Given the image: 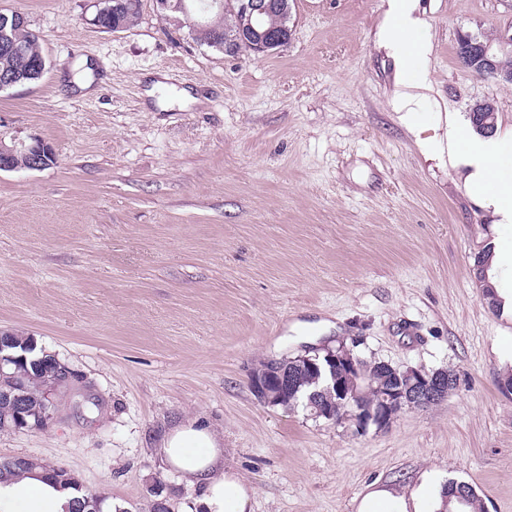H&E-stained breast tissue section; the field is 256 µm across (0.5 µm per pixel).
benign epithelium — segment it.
<instances>
[{
	"label": "benign epithelium",
	"instance_id": "7a95c632",
	"mask_svg": "<svg viewBox=\"0 0 512 512\" xmlns=\"http://www.w3.org/2000/svg\"><path fill=\"white\" fill-rule=\"evenodd\" d=\"M239 14L247 19L261 18L264 15L279 14L284 18L290 17V7L287 0H239ZM289 28L282 30L267 28L259 30L254 26L242 30L237 38L224 42V51L234 52L245 45L254 53H268L285 45L286 33ZM506 40L512 42V36L505 38H486L476 34L464 37V47L461 57L469 67H480L482 75L493 78L501 83L512 84V68L499 67L497 54L493 51L495 41ZM488 111V104L476 101L471 104L469 112L475 126L485 134L492 133V127L482 119L483 113ZM28 168L31 170L44 169L51 165L55 153L50 144L36 140L26 147ZM325 365H320V355L300 356L298 360L316 373L324 375L326 391L338 390L343 399L354 402L357 410L348 414L346 421L354 425V433L362 435L370 426L383 429L403 409L427 408L437 404L448 397V394L457 388L456 375L449 370L422 372L419 370H401L391 364L382 363V371L389 374L390 387L388 394L377 405H366L361 401L362 393L353 386L343 387L339 384L336 371L351 375L362 376L360 370L361 358L354 355L353 350L345 346L338 347L337 351L325 349ZM28 359V353L17 352L15 343L7 333L0 330V378L5 376V368L16 365ZM296 377L294 369L283 364L280 360H272L266 367L257 371L251 378V388L256 397L263 403L272 404L279 393L291 385ZM72 378L69 368L55 361V366L47 368L42 380V401L36 408L30 406L25 394V382L15 379L11 384L0 387V401H7L14 407V428L21 429L28 426V417L36 416L38 421L47 424L55 417L56 402L55 391ZM323 391L315 392L309 401L315 416H323L329 421H336L334 411L321 399Z\"/></svg>",
	"mask_w": 512,
	"mask_h": 512
}]
</instances>
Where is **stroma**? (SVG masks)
<instances>
[{
	"instance_id": "obj_1",
	"label": "stroma",
	"mask_w": 512,
	"mask_h": 512,
	"mask_svg": "<svg viewBox=\"0 0 512 512\" xmlns=\"http://www.w3.org/2000/svg\"><path fill=\"white\" fill-rule=\"evenodd\" d=\"M386 0H293L289 43L216 51L191 17L142 0L112 32L103 0H0L40 39L46 70L0 90V140L41 139V170L0 171V329L33 337L74 374L54 421L0 432V458L66 468L118 512H171L198 489L156 451L201 419L253 512H357L375 489L435 471L512 512V314L481 298L476 256L512 231L428 159L394 110L376 42ZM442 109L492 100L512 127V84L459 63L461 33L512 34V0H418ZM88 91L73 89L79 61ZM186 90L169 97L152 84ZM458 387L383 430L260 402L262 362L338 343Z\"/></svg>"
}]
</instances>
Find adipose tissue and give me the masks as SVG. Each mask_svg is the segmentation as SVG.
Here are the masks:
<instances>
[{
    "label": "adipose tissue",
    "instance_id": "adipose-tissue-1",
    "mask_svg": "<svg viewBox=\"0 0 512 512\" xmlns=\"http://www.w3.org/2000/svg\"><path fill=\"white\" fill-rule=\"evenodd\" d=\"M378 42L393 57L397 74L394 100L400 121L420 133L416 120L421 93L428 90L430 48L425 23L415 17V0H388ZM433 137L421 140L427 154L447 156L464 169L470 198L490 211L496 223L512 227V129L489 137L470 135L452 116L438 120ZM159 453L165 464L190 487H197L200 512H253L254 489L224 466V442L196 420L179 423L165 434ZM76 493L44 478L42 469L0 482V512H67ZM448 488L433 472L421 474L416 486H395L367 493L357 512H446Z\"/></svg>",
    "mask_w": 512,
    "mask_h": 512
}]
</instances>
